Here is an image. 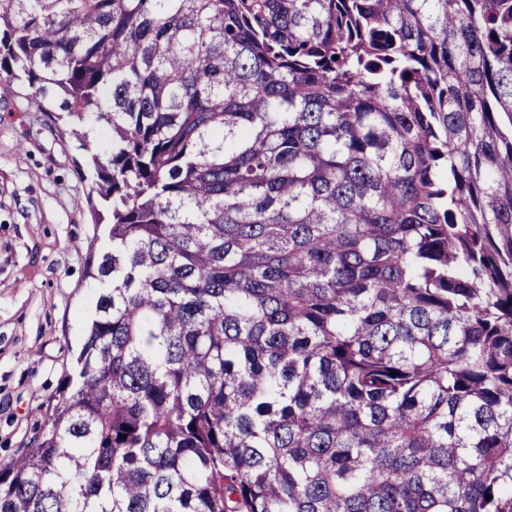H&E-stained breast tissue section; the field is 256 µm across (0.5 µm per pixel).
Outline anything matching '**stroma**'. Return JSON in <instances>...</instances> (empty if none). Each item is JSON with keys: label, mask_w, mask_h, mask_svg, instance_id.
<instances>
[{"label": "stroma", "mask_w": 512, "mask_h": 512, "mask_svg": "<svg viewBox=\"0 0 512 512\" xmlns=\"http://www.w3.org/2000/svg\"><path fill=\"white\" fill-rule=\"evenodd\" d=\"M90 118L48 119L0 79V462L18 455L81 342L110 214L88 198Z\"/></svg>", "instance_id": "obj_1"}]
</instances>
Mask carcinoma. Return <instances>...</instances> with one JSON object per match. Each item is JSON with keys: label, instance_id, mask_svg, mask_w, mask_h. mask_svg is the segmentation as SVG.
<instances>
[{"label": "carcinoma", "instance_id": "1", "mask_svg": "<svg viewBox=\"0 0 512 512\" xmlns=\"http://www.w3.org/2000/svg\"><path fill=\"white\" fill-rule=\"evenodd\" d=\"M0 76L112 217L0 512H512V0H0Z\"/></svg>", "mask_w": 512, "mask_h": 512}]
</instances>
